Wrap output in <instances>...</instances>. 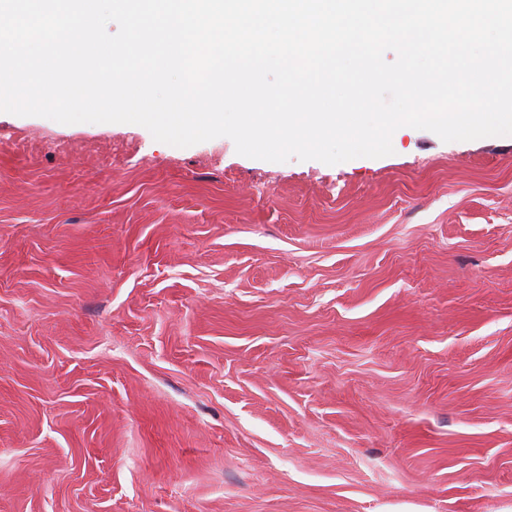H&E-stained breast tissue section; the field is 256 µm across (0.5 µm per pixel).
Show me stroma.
Returning <instances> with one entry per match:
<instances>
[{
  "label": "stroma",
  "instance_id": "obj_1",
  "mask_svg": "<svg viewBox=\"0 0 512 512\" xmlns=\"http://www.w3.org/2000/svg\"><path fill=\"white\" fill-rule=\"evenodd\" d=\"M392 145L0 112V512H512V136Z\"/></svg>",
  "mask_w": 512,
  "mask_h": 512
}]
</instances>
